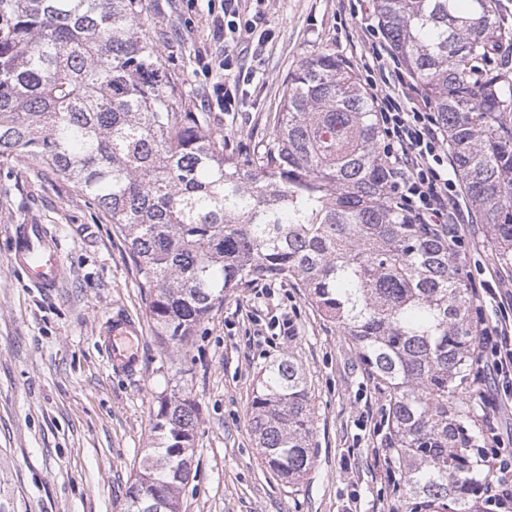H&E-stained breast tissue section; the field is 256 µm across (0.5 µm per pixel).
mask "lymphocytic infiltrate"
<instances>
[{"instance_id": "obj_1", "label": "lymphocytic infiltrate", "mask_w": 512, "mask_h": 512, "mask_svg": "<svg viewBox=\"0 0 512 512\" xmlns=\"http://www.w3.org/2000/svg\"><path fill=\"white\" fill-rule=\"evenodd\" d=\"M265 2L255 0L249 7L242 0H218L209 10L211 37L224 45V56L216 67L224 72L225 79L214 89L216 102L224 111H231L241 86L254 79L252 69L243 65L238 47L247 43L254 54L264 51L268 41L261 31ZM379 35L378 26H365L364 39L374 44L376 62L365 65L363 81L373 91L384 130L392 194L415 223L440 225L447 229L453 247H463L460 228L467 216L459 203L457 183L449 175L452 162L447 141L429 103L410 99L404 79H391L381 65L384 49L376 44ZM479 299L495 312L494 320L483 322L477 334L480 376L493 378L496 385L495 395L482 399L489 410L483 420L487 447L477 463L485 467L491 479L482 490L481 500L494 512H512V448L505 447L492 414L500 399L512 397V289L488 281Z\"/></svg>"}]
</instances>
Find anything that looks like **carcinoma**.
Listing matches in <instances>:
<instances>
[{
  "label": "carcinoma",
  "instance_id": "carcinoma-1",
  "mask_svg": "<svg viewBox=\"0 0 512 512\" xmlns=\"http://www.w3.org/2000/svg\"><path fill=\"white\" fill-rule=\"evenodd\" d=\"M146 0H0V161L52 170L124 238L161 342L178 351L224 292L280 280L350 337L384 395L403 512H475L491 476L475 385L473 287L448 237L396 207L371 96L336 54L288 76L274 136L224 154L144 33ZM392 51L437 112L463 196L512 270V80L485 69L512 33L499 0H377ZM198 405L157 401L128 512H180ZM251 431L290 485L311 468L313 412L293 357L263 369Z\"/></svg>",
  "mask_w": 512,
  "mask_h": 512
}]
</instances>
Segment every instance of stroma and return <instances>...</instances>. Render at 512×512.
I'll return each mask as SVG.
<instances>
[{
  "instance_id": "stroma-1",
  "label": "stroma",
  "mask_w": 512,
  "mask_h": 512,
  "mask_svg": "<svg viewBox=\"0 0 512 512\" xmlns=\"http://www.w3.org/2000/svg\"><path fill=\"white\" fill-rule=\"evenodd\" d=\"M145 30L164 66L188 80L204 105L222 57L207 0H147ZM370 19L358 0H271L274 39L236 111H215L224 152L246 161L273 134L289 74L328 50L361 75ZM47 225L69 277L55 292L33 288L10 261L14 224ZM458 255L473 288L500 275L483 225L464 227ZM132 258L108 216L72 183L41 166L0 163V463L15 512H126V490L150 446L158 397L189 393L199 405L192 477L181 512H397L389 467L375 454L385 400L357 363L352 343L304 289L280 281L230 289L170 351L146 315ZM142 325L136 376L115 372L102 331L116 313ZM292 324L273 335L276 321ZM290 355L303 366L314 406L313 464L285 484L260 455L250 429L262 368Z\"/></svg>"
}]
</instances>
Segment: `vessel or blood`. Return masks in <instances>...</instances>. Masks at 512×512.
I'll use <instances>...</instances> for the list:
<instances>
[{
  "label": "vessel or blood",
  "mask_w": 512,
  "mask_h": 512,
  "mask_svg": "<svg viewBox=\"0 0 512 512\" xmlns=\"http://www.w3.org/2000/svg\"><path fill=\"white\" fill-rule=\"evenodd\" d=\"M11 261L21 268L34 288L51 293L66 276L61 246L45 225L30 223L13 225L10 233ZM138 324L122 314L112 317L108 326L109 360L116 369L132 373L138 355L125 343L127 337L138 335Z\"/></svg>",
  "instance_id": "obj_1"
}]
</instances>
